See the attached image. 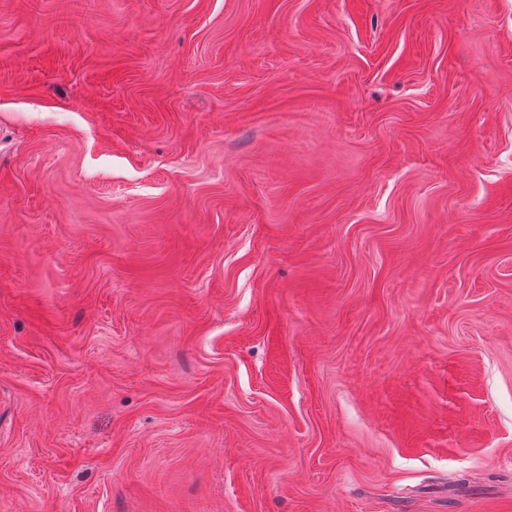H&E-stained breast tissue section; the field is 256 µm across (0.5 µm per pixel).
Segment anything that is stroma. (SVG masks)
<instances>
[{"instance_id": "stroma-1", "label": "stroma", "mask_w": 512, "mask_h": 512, "mask_svg": "<svg viewBox=\"0 0 512 512\" xmlns=\"http://www.w3.org/2000/svg\"><path fill=\"white\" fill-rule=\"evenodd\" d=\"M0 512H512V0H0Z\"/></svg>"}]
</instances>
